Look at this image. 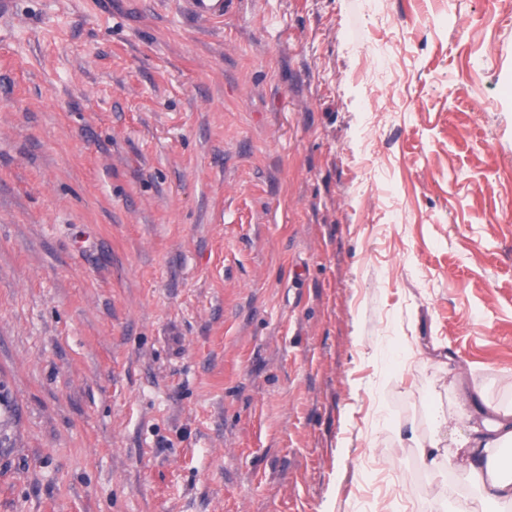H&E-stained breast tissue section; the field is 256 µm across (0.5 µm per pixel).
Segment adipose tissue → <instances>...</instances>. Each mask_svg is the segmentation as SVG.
I'll use <instances>...</instances> for the list:
<instances>
[{
	"instance_id": "adipose-tissue-1",
	"label": "adipose tissue",
	"mask_w": 512,
	"mask_h": 512,
	"mask_svg": "<svg viewBox=\"0 0 512 512\" xmlns=\"http://www.w3.org/2000/svg\"><path fill=\"white\" fill-rule=\"evenodd\" d=\"M434 426L436 438L421 451L424 467L435 474L447 464L460 468L476 489L481 505H512V470L501 465L503 449L512 446V411L475 420L467 435L452 441L444 435L454 431V420L439 413Z\"/></svg>"
}]
</instances>
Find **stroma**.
Returning <instances> with one entry per match:
<instances>
[{
  "mask_svg": "<svg viewBox=\"0 0 512 512\" xmlns=\"http://www.w3.org/2000/svg\"><path fill=\"white\" fill-rule=\"evenodd\" d=\"M0 512H456L512 410V0H10ZM189 12L196 18L223 20L227 0H186ZM469 425L467 435L447 444L440 434L453 432L456 425L443 413L434 416L436 438L428 446L419 445L424 467L434 474L441 473L443 465L460 468L467 482L478 492L480 504L512 505V470L501 465V453L512 445V411L497 413L495 417L474 420L464 413ZM428 448V449H427Z\"/></svg>",
  "mask_w": 512,
  "mask_h": 512,
  "instance_id": "35a3bbf8",
  "label": "stroma"
}]
</instances>
